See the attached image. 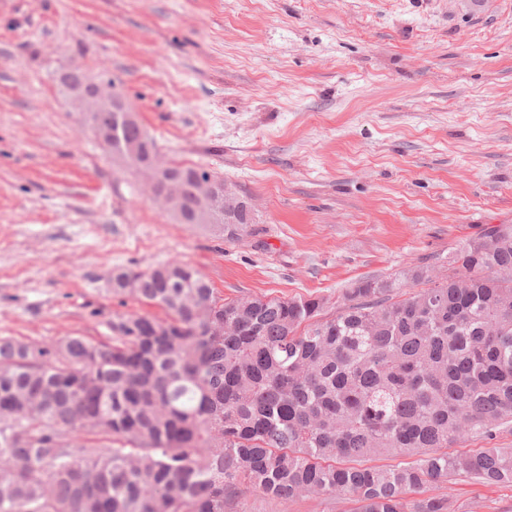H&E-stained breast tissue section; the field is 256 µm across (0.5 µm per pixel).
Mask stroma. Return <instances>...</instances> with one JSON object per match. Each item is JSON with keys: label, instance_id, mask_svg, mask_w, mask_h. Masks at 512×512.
Listing matches in <instances>:
<instances>
[{"label": "stroma", "instance_id": "1", "mask_svg": "<svg viewBox=\"0 0 512 512\" xmlns=\"http://www.w3.org/2000/svg\"><path fill=\"white\" fill-rule=\"evenodd\" d=\"M112 80L166 160L251 199L237 238L179 224L58 82ZM512 224V0H0V337L112 338L113 273L181 260L222 297L320 296L437 266ZM456 504L512 512L458 477ZM329 497L238 512H344Z\"/></svg>", "mask_w": 512, "mask_h": 512}]
</instances>
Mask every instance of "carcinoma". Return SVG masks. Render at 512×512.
Masks as SVG:
<instances>
[{
	"label": "carcinoma",
	"instance_id": "obj_1",
	"mask_svg": "<svg viewBox=\"0 0 512 512\" xmlns=\"http://www.w3.org/2000/svg\"><path fill=\"white\" fill-rule=\"evenodd\" d=\"M446 264L433 287L418 265L359 280L334 313L220 298L181 262L120 271L112 295L165 318L117 313L110 342L0 338V512H234L244 482L452 512L444 481L512 486V224L482 225Z\"/></svg>",
	"mask_w": 512,
	"mask_h": 512
}]
</instances>
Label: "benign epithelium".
I'll return each instance as SVG.
<instances>
[{
    "label": "benign epithelium",
    "mask_w": 512,
    "mask_h": 512,
    "mask_svg": "<svg viewBox=\"0 0 512 512\" xmlns=\"http://www.w3.org/2000/svg\"><path fill=\"white\" fill-rule=\"evenodd\" d=\"M75 70L73 66L65 75L68 76L70 102L82 117L83 125L96 129L99 141L104 145L115 128L138 131L137 137L124 142L122 151L112 153L113 164L123 168L128 166V161L148 155L138 167L146 194L167 212L180 214V175L171 173L167 180H162L166 166L161 164L160 151L150 147L139 113L124 97L116 94L109 83L88 77L76 79ZM195 182V204L188 223L235 224L241 213L249 218L254 216L252 203L230 184L214 177L197 178Z\"/></svg>",
    "instance_id": "benign-epithelium-1"
}]
</instances>
